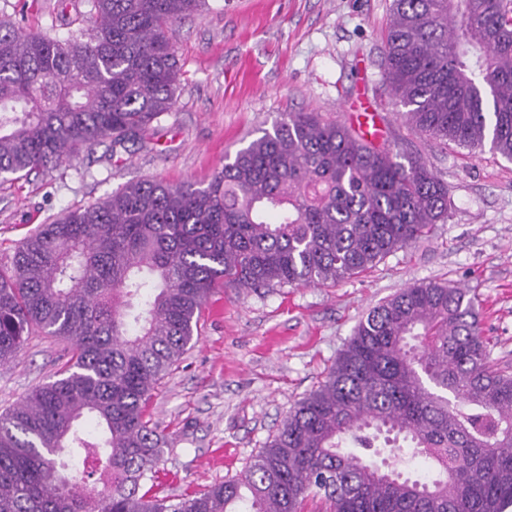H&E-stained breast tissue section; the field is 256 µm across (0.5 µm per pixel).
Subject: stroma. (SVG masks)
<instances>
[{
	"instance_id": "obj_1",
	"label": "stroma",
	"mask_w": 512,
	"mask_h": 512,
	"mask_svg": "<svg viewBox=\"0 0 512 512\" xmlns=\"http://www.w3.org/2000/svg\"><path fill=\"white\" fill-rule=\"evenodd\" d=\"M392 0H207L177 26L174 109L145 143L82 150L49 172L0 185V268L39 225L106 199L127 182H208L286 112L349 121L369 103L394 151L448 184V220L431 236L333 286L216 289L199 339L147 407L163 430L159 495L188 497L239 474L289 409L316 388L369 309L399 289L448 280L477 297L485 337L512 364V161L427 141L397 113L381 65ZM68 344L32 336L0 365V413L58 379Z\"/></svg>"
}]
</instances>
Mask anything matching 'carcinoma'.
I'll use <instances>...</instances> for the list:
<instances>
[{
  "mask_svg": "<svg viewBox=\"0 0 512 512\" xmlns=\"http://www.w3.org/2000/svg\"><path fill=\"white\" fill-rule=\"evenodd\" d=\"M205 0H71L78 35L0 18V179L147 139L176 104L175 27ZM399 115L429 141L512 161V0H392L383 53ZM206 185L126 183L35 229L0 269V363L41 332L60 378L0 415V512H505L512 368L470 289L422 282L358 323L240 476L194 496L146 483V418L216 287L336 284L448 220V184L353 126L287 112ZM91 419L90 433L82 421ZM421 460L411 479L396 464Z\"/></svg>",
  "mask_w": 512,
  "mask_h": 512,
  "instance_id": "cac0c4a2",
  "label": "carcinoma"
}]
</instances>
